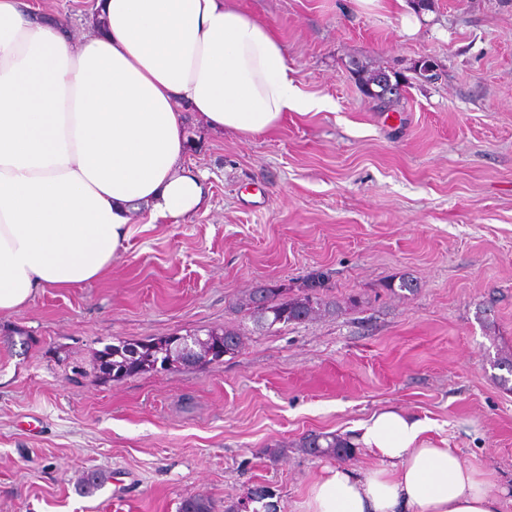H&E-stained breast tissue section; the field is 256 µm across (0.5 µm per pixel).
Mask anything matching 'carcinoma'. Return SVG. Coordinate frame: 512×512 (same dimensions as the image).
<instances>
[{"instance_id": "cac0c4a2", "label": "carcinoma", "mask_w": 512, "mask_h": 512, "mask_svg": "<svg viewBox=\"0 0 512 512\" xmlns=\"http://www.w3.org/2000/svg\"><path fill=\"white\" fill-rule=\"evenodd\" d=\"M352 74L361 93L375 102L390 103L392 97L400 95L398 89L401 86V78L397 74L393 75L396 92L392 95L378 92V79L386 74V71L372 70L357 61ZM326 282L324 273H314L292 295L288 294V289L278 284H265L249 294L246 306L256 325L262 329L302 323L320 312L340 310L339 303L323 298V292L327 288ZM198 335L206 337V341L197 340ZM185 337L194 340L195 352L191 362L193 368L217 362L226 355L239 353L242 349L241 334L233 328L197 329L186 332ZM171 340L170 336H159L138 341V351L132 353L130 357L127 356L129 342L120 341L104 347L99 351L98 358L112 357V378L115 380L131 375L159 372L171 359ZM298 447L310 455L332 456L343 460L353 454L349 437L337 433L309 434L299 440ZM179 512H215V503L207 495H197L184 499Z\"/></svg>"}]
</instances>
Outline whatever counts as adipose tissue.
<instances>
[{
	"mask_svg": "<svg viewBox=\"0 0 512 512\" xmlns=\"http://www.w3.org/2000/svg\"><path fill=\"white\" fill-rule=\"evenodd\" d=\"M70 41L33 0H0V313L109 274L131 211L198 206L200 180L180 171L182 106L246 134L318 106L270 28L224 0H94L80 47ZM425 430L373 413L354 442L374 465L325 469L301 512H503L485 473Z\"/></svg>",
	"mask_w": 512,
	"mask_h": 512,
	"instance_id": "adipose-tissue-1",
	"label": "adipose tissue"
}]
</instances>
